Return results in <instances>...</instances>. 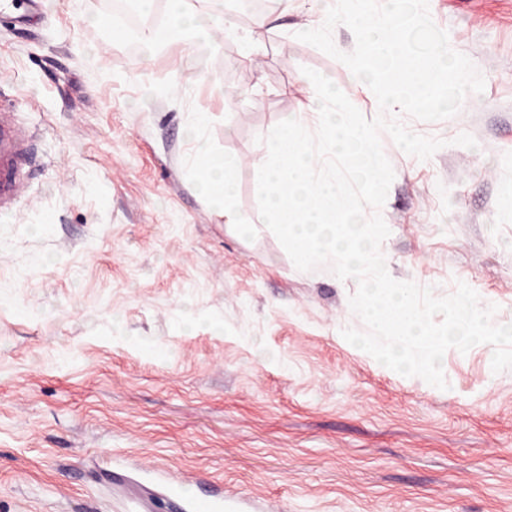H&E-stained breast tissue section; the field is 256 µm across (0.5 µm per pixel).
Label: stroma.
<instances>
[{
	"label": "stroma",
	"instance_id": "stroma-1",
	"mask_svg": "<svg viewBox=\"0 0 512 512\" xmlns=\"http://www.w3.org/2000/svg\"><path fill=\"white\" fill-rule=\"evenodd\" d=\"M485 79L426 161L383 137L395 178L381 215L389 274L465 282L512 324V0H429ZM318 0L218 45L146 50L112 0L0 13V105L29 134L24 189L0 212V512H512V372L491 347L444 355L449 389L379 367L355 280L295 268L266 228L241 237L189 182L190 107L243 165L257 209L261 136L307 113L312 68L367 118V85L297 39ZM253 39L247 57L240 35ZM462 133L476 148L454 145Z\"/></svg>",
	"mask_w": 512,
	"mask_h": 512
}]
</instances>
